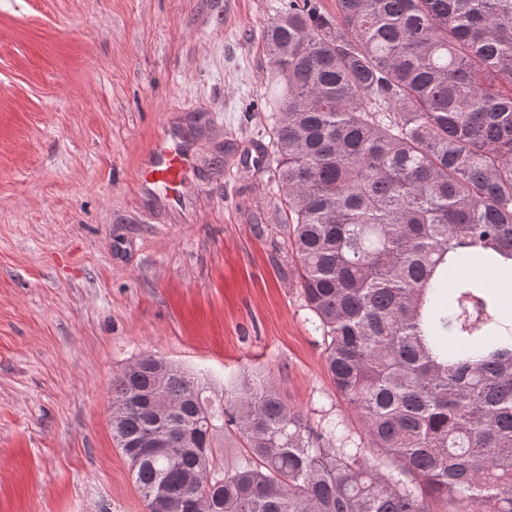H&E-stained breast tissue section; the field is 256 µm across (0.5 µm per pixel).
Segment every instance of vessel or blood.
<instances>
[{
    "instance_id": "vessel-or-blood-1",
    "label": "vessel or blood",
    "mask_w": 512,
    "mask_h": 512,
    "mask_svg": "<svg viewBox=\"0 0 512 512\" xmlns=\"http://www.w3.org/2000/svg\"><path fill=\"white\" fill-rule=\"evenodd\" d=\"M193 155L168 137L158 139L149 150V165L144 181L162 185L171 202H179L187 173L193 169Z\"/></svg>"
}]
</instances>
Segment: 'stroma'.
Instances as JSON below:
<instances>
[{
	"mask_svg": "<svg viewBox=\"0 0 512 512\" xmlns=\"http://www.w3.org/2000/svg\"><path fill=\"white\" fill-rule=\"evenodd\" d=\"M286 3L0 0V512H146L109 403L147 354L362 432L260 158ZM167 132L195 158L177 205L143 184Z\"/></svg>",
	"mask_w": 512,
	"mask_h": 512,
	"instance_id": "stroma-1",
	"label": "stroma"
}]
</instances>
